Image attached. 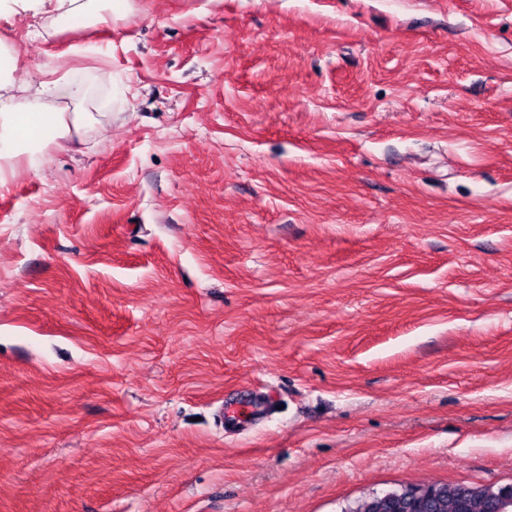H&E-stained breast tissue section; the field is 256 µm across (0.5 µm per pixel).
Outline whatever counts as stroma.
<instances>
[{
  "mask_svg": "<svg viewBox=\"0 0 512 512\" xmlns=\"http://www.w3.org/2000/svg\"><path fill=\"white\" fill-rule=\"evenodd\" d=\"M129 3L0 15L109 116L0 191V512L512 485V0ZM45 1L52 6L49 10H40ZM117 2L128 4V1L112 0H2V8L15 11H34L33 15L51 14L50 28L55 30L58 26H64L74 19H82L89 25H107L112 23V15H116Z\"/></svg>",
  "mask_w": 512,
  "mask_h": 512,
  "instance_id": "obj_1",
  "label": "stroma"
}]
</instances>
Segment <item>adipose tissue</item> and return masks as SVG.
Segmentation results:
<instances>
[{
  "label": "adipose tissue",
  "instance_id": "ef3b65f1",
  "mask_svg": "<svg viewBox=\"0 0 512 512\" xmlns=\"http://www.w3.org/2000/svg\"><path fill=\"white\" fill-rule=\"evenodd\" d=\"M46 3L55 27L75 19L107 25L116 13L114 0H0V8L37 12ZM16 69V63H0V190L8 189L18 168L38 172L46 147L61 152L79 148L88 133L103 124L102 113L87 111L82 86L63 76L33 90L16 80ZM60 92L69 109L47 104V97Z\"/></svg>",
  "mask_w": 512,
  "mask_h": 512
}]
</instances>
